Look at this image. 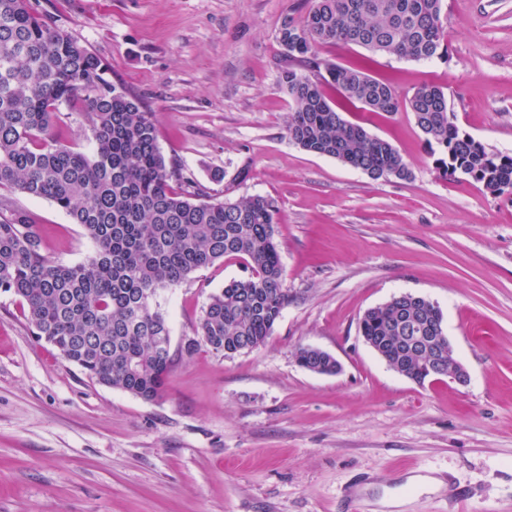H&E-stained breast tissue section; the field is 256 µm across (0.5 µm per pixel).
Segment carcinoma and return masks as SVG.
Wrapping results in <instances>:
<instances>
[{"mask_svg": "<svg viewBox=\"0 0 512 512\" xmlns=\"http://www.w3.org/2000/svg\"><path fill=\"white\" fill-rule=\"evenodd\" d=\"M442 0H310L299 24L281 31L292 98L287 134L300 149L332 157L373 179L412 176L388 141L345 120L326 97L335 87L371 112H412L436 164L492 195H512V156L492 152L450 120L448 97L427 86L404 98L365 68L321 64L318 48L357 46L401 59L447 53ZM79 100L91 132L86 153L57 141L59 107ZM193 188L180 195L169 182ZM51 200L82 226L94 256L77 265L54 261L32 216L0 200V291L20 300L33 334L93 381L154 401L165 392L174 360L165 314L156 297L226 257H243L250 276L210 294L196 335L181 352L204 343L226 357L264 345L291 301L275 242L278 209L262 196L212 200L158 146L155 114L105 78L87 48L44 21L29 0H0V188ZM432 327L430 350L400 337ZM444 317L430 299L401 294L370 308L361 335L391 369L419 384L432 378V357L448 350ZM298 364L336 373V359L312 347Z\"/></svg>", "mask_w": 512, "mask_h": 512, "instance_id": "obj_1", "label": "carcinoma"}]
</instances>
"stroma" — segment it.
Instances as JSON below:
<instances>
[{
	"mask_svg": "<svg viewBox=\"0 0 512 512\" xmlns=\"http://www.w3.org/2000/svg\"><path fill=\"white\" fill-rule=\"evenodd\" d=\"M154 112L169 163L216 200L260 195L292 297L264 346L231 357L194 337L211 293L247 276L228 257L161 291L176 358L162 398L90 380L0 292V512H512V198L443 175L411 112L337 111L390 142L408 180L372 179L289 141L279 32L307 0H31ZM448 54L412 61L326 46L399 95L430 85L454 123L512 156V0H443ZM59 263L95 251L53 202L18 192ZM436 303L470 383L417 384L363 341L369 308ZM335 375L300 367L299 347ZM460 498L448 495L449 488ZM317 350V348L312 347H300L296 351V360L298 364L309 370L311 368H320L324 372H328L329 374H335L340 370V364L339 362L331 355H329L327 352L325 353ZM313 373L321 374L315 370H309Z\"/></svg>",
	"mask_w": 512,
	"mask_h": 512,
	"instance_id": "35a3bbf8",
	"label": "stroma"
}]
</instances>
